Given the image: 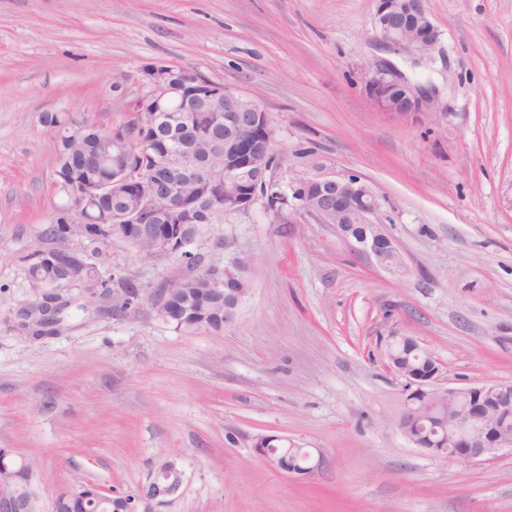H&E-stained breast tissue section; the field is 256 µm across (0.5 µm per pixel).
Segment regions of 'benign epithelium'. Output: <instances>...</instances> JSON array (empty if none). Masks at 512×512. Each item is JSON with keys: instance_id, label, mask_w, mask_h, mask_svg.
I'll list each match as a JSON object with an SVG mask.
<instances>
[{"instance_id": "obj_1", "label": "benign epithelium", "mask_w": 512, "mask_h": 512, "mask_svg": "<svg viewBox=\"0 0 512 512\" xmlns=\"http://www.w3.org/2000/svg\"><path fill=\"white\" fill-rule=\"evenodd\" d=\"M375 25L381 38L393 45L410 48L421 56L430 54L438 42L439 32L423 6V0H377ZM365 88L385 111L398 116L428 112L434 101L419 93L390 65L373 64L365 75ZM134 124L110 130L112 149L124 152L134 143L162 144L154 161L161 167L179 168L190 175L195 194L180 191V184L157 179L151 173L129 168L112 171V183L119 186L135 182L139 204L124 214L130 220V238L137 242L152 238L154 256L164 260L178 259L194 267L189 238V225L196 223L197 205L202 200L220 202L217 213H231L250 208L259 193L267 189V173L272 158V131L268 113L254 100L227 90L199 73H188L187 79L171 84L163 69H158L145 99L135 103ZM210 130L217 128L218 140L224 147V166L220 175L205 169L194 173L193 160L187 152L176 154L169 149L162 124L174 128L186 120ZM292 194L273 192L267 197L268 207L281 215L288 197L300 202V209L319 224H358L361 233L354 237L341 229L336 234L358 255L370 259L393 275H403L407 268L394 242L383 230L380 220L381 202L372 188L358 176L298 178L291 186ZM110 194V187L95 178H87L69 193L80 204ZM40 265L59 271L48 282L35 274L28 277L31 290L42 297L41 308L50 310L59 303L57 291L85 279L87 262L83 252L54 248L40 254ZM242 301V289L229 288L224 294V323L235 320ZM404 391H420L433 399H448V442L431 437L418 440L413 436L405 412L393 425L416 448L433 457H446L464 463H483L497 452L512 449V430L503 419L512 413V383L484 384L495 407L482 410L468 408L467 401L477 386L444 387L441 369L430 375L404 376ZM261 456L275 469L291 475H309L319 468L321 459L307 454V465H289L279 453ZM184 480V470L176 459L158 464L148 482L150 493L139 492V512H159L170 502ZM0 512H31L30 502L0 489Z\"/></svg>"}]
</instances>
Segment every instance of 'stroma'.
<instances>
[{"label":"stroma","instance_id":"35a3bbf8","mask_svg":"<svg viewBox=\"0 0 512 512\" xmlns=\"http://www.w3.org/2000/svg\"><path fill=\"white\" fill-rule=\"evenodd\" d=\"M376 0H0V448L32 462L40 512L98 482L136 493L175 458L161 512H512V451L463 464L393 426L404 381L386 341L411 336L450 386L512 383V0H424L430 57L389 49ZM384 60L434 97L418 115L367 94ZM164 67L198 72L269 115L273 190L357 175L409 271L353 254L332 225L258 199L203 225L199 270L232 269L248 293L223 331L176 328L151 305L97 312L62 290L63 329L31 338L28 256L69 199L47 115L115 127ZM67 248L155 297L183 264L115 236ZM278 435L323 461L310 477L254 450Z\"/></svg>","mask_w":512,"mask_h":512}]
</instances>
